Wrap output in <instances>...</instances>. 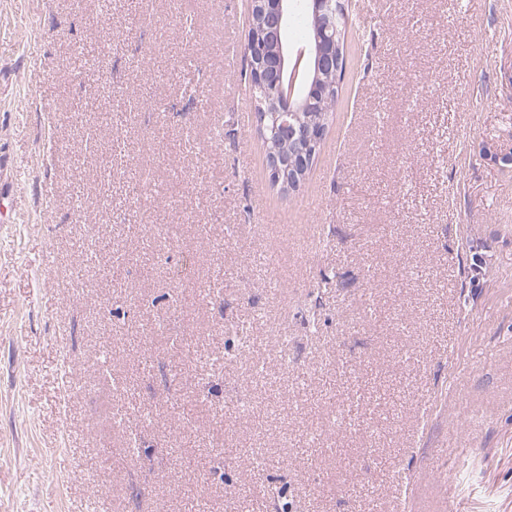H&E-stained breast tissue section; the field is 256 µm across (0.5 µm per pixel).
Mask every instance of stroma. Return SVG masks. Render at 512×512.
I'll return each instance as SVG.
<instances>
[{
    "instance_id": "stroma-1",
    "label": "stroma",
    "mask_w": 512,
    "mask_h": 512,
    "mask_svg": "<svg viewBox=\"0 0 512 512\" xmlns=\"http://www.w3.org/2000/svg\"><path fill=\"white\" fill-rule=\"evenodd\" d=\"M300 190L248 0H0V512H512V0H342Z\"/></svg>"
}]
</instances>
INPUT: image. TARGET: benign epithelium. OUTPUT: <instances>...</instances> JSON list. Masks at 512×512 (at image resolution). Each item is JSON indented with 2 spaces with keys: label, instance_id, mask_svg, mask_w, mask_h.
<instances>
[{
  "label": "benign epithelium",
  "instance_id": "benign-epithelium-1",
  "mask_svg": "<svg viewBox=\"0 0 512 512\" xmlns=\"http://www.w3.org/2000/svg\"><path fill=\"white\" fill-rule=\"evenodd\" d=\"M298 0H250L245 35L246 70L249 83L262 89L256 100L255 115L259 133H264L267 113H274L282 133L299 145L291 157L276 148H265L266 169L276 184L288 189L299 186L295 177H304L320 150L326 127H297L291 123L295 113L306 109L320 97L327 100L335 93L336 84L325 79L339 69L336 36L343 27L340 0H311L321 23L315 27L314 41L297 51L288 44L284 33L295 14ZM294 70L291 81L284 72Z\"/></svg>",
  "mask_w": 512,
  "mask_h": 512
}]
</instances>
